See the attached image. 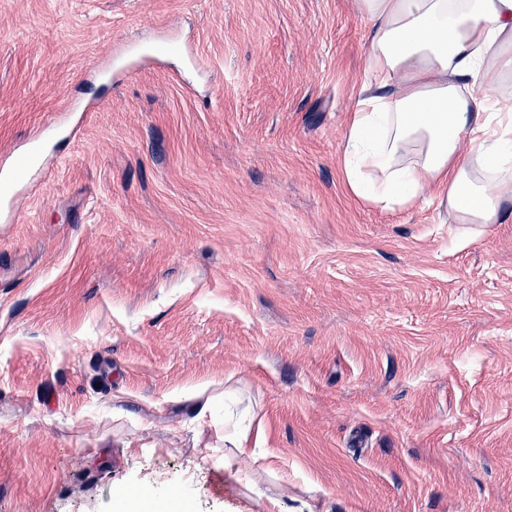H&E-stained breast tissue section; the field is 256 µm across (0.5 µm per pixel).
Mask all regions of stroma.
<instances>
[{
	"label": "stroma",
	"mask_w": 512,
	"mask_h": 512,
	"mask_svg": "<svg viewBox=\"0 0 512 512\" xmlns=\"http://www.w3.org/2000/svg\"><path fill=\"white\" fill-rule=\"evenodd\" d=\"M367 43L354 0H0V512H512V219L350 194ZM232 396L229 390L224 391V447L234 448V456L242 463L256 462L249 444V428L242 427L245 412L241 414L234 413L233 407L236 403L231 402L226 405V400Z\"/></svg>",
	"instance_id": "stroma-1"
}]
</instances>
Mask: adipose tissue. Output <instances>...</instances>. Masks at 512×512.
Returning <instances> with one entry per match:
<instances>
[{
    "mask_svg": "<svg viewBox=\"0 0 512 512\" xmlns=\"http://www.w3.org/2000/svg\"><path fill=\"white\" fill-rule=\"evenodd\" d=\"M369 26L348 113L349 191L382 210L425 201L460 224L512 215V0H354Z\"/></svg>",
    "mask_w": 512,
    "mask_h": 512,
    "instance_id": "1",
    "label": "adipose tissue"
}]
</instances>
